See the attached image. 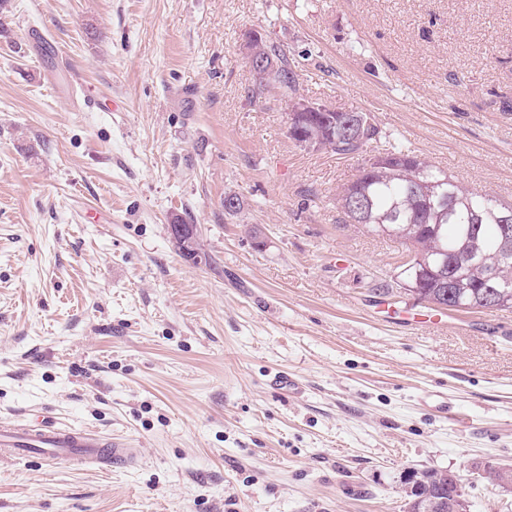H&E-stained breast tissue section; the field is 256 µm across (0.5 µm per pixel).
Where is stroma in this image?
<instances>
[{"mask_svg":"<svg viewBox=\"0 0 512 512\" xmlns=\"http://www.w3.org/2000/svg\"><path fill=\"white\" fill-rule=\"evenodd\" d=\"M35 28L75 95L123 111L71 110ZM252 31L307 100L369 113L382 145L512 203V0H6L0 416L140 458L0 462V512H402L422 469L455 472L470 512H512L483 470L512 465V309L438 312L397 288L402 246L336 207L374 146L290 139L287 99L251 96ZM282 373L300 393L271 386Z\"/></svg>","mask_w":512,"mask_h":512,"instance_id":"1","label":"stroma"}]
</instances>
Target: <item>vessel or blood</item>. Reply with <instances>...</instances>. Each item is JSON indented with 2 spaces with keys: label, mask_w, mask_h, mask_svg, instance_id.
Segmentation results:
<instances>
[{
  "label": "vessel or blood",
  "mask_w": 512,
  "mask_h": 512,
  "mask_svg": "<svg viewBox=\"0 0 512 512\" xmlns=\"http://www.w3.org/2000/svg\"><path fill=\"white\" fill-rule=\"evenodd\" d=\"M138 449L130 448L83 427L46 420H0V460L34 457L47 467L64 459H76L109 470L137 461Z\"/></svg>",
  "instance_id": "vessel-or-blood-1"
}]
</instances>
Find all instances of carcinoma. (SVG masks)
Returning <instances> with one entry per match:
<instances>
[{
	"instance_id": "obj_1",
	"label": "carcinoma",
	"mask_w": 512,
	"mask_h": 512,
	"mask_svg": "<svg viewBox=\"0 0 512 512\" xmlns=\"http://www.w3.org/2000/svg\"><path fill=\"white\" fill-rule=\"evenodd\" d=\"M261 55L270 70L254 78L252 96L269 88L293 101L298 86L288 55L267 41ZM372 126L365 140L348 136L340 126L328 138L336 155L360 152L379 137ZM345 222L398 242L405 249L398 266L402 282L419 281L418 299H443L451 311H493L512 308V225L500 222L512 211L488 193L459 186L447 172L391 147L373 156L358 177L338 195ZM405 508L412 512H467L461 487L448 485L445 473L426 469L406 477Z\"/></svg>"
}]
</instances>
